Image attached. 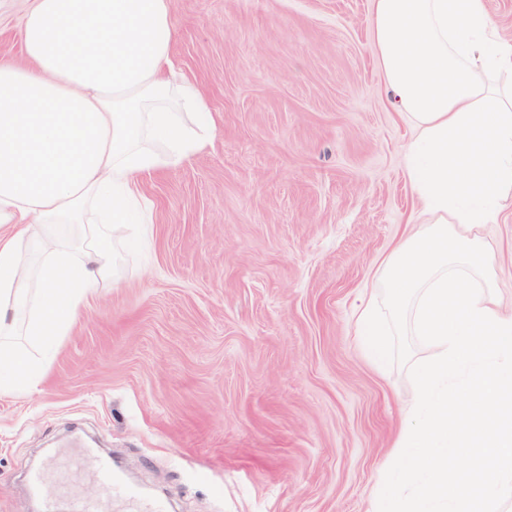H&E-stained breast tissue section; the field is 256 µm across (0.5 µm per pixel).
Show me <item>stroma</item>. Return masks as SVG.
Returning <instances> with one entry per match:
<instances>
[{
	"mask_svg": "<svg viewBox=\"0 0 512 512\" xmlns=\"http://www.w3.org/2000/svg\"><path fill=\"white\" fill-rule=\"evenodd\" d=\"M27 0L0 6L22 62ZM171 60L216 134L144 177L143 224L39 384L0 395V512H68L101 457L167 512H368L395 461L406 366L377 370L356 311L419 203L415 136L371 48V0H172ZM512 310V203L486 225ZM45 469L32 489L28 474Z\"/></svg>",
	"mask_w": 512,
	"mask_h": 512,
	"instance_id": "35a3bbf8",
	"label": "stroma"
}]
</instances>
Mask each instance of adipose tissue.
Masks as SVG:
<instances>
[{
  "mask_svg": "<svg viewBox=\"0 0 512 512\" xmlns=\"http://www.w3.org/2000/svg\"><path fill=\"white\" fill-rule=\"evenodd\" d=\"M174 33L171 0H31L25 61L0 63V394L36 386L35 349L110 275L104 226L130 223L137 177L214 135L206 99L172 69ZM356 328L385 360L377 300Z\"/></svg>",
  "mask_w": 512,
  "mask_h": 512,
  "instance_id": "1",
  "label": "adipose tissue"
}]
</instances>
